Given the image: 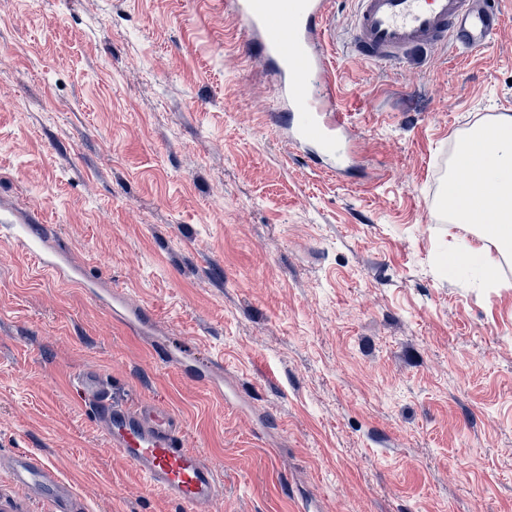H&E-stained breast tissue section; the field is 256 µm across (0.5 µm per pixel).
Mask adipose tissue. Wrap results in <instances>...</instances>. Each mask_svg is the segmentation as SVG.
Here are the masks:
<instances>
[{
	"label": "adipose tissue",
	"instance_id": "1",
	"mask_svg": "<svg viewBox=\"0 0 512 512\" xmlns=\"http://www.w3.org/2000/svg\"><path fill=\"white\" fill-rule=\"evenodd\" d=\"M458 160L471 163L472 179L449 177L443 186L456 223L473 224L478 237L512 249V116L467 136Z\"/></svg>",
	"mask_w": 512,
	"mask_h": 512
}]
</instances>
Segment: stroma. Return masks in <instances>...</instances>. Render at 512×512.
<instances>
[{"label": "stroma", "instance_id": "obj_1", "mask_svg": "<svg viewBox=\"0 0 512 512\" xmlns=\"http://www.w3.org/2000/svg\"><path fill=\"white\" fill-rule=\"evenodd\" d=\"M335 2L341 178L272 123L226 0H0V208L224 361L222 405L0 234V455L55 462L88 512H183L106 445L74 389L91 367L184 420L224 512H512V255L440 210L460 140L512 110V0L485 53L391 63L349 52ZM470 245L495 282L449 270Z\"/></svg>", "mask_w": 512, "mask_h": 512}]
</instances>
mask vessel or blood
<instances>
[{"label": "vessel or blood", "instance_id": "b4317fda", "mask_svg": "<svg viewBox=\"0 0 512 512\" xmlns=\"http://www.w3.org/2000/svg\"><path fill=\"white\" fill-rule=\"evenodd\" d=\"M351 46L366 61H393L412 50L433 44H454L461 52L486 49L500 28L498 0H356ZM244 20L246 42L270 62L277 81L280 112L274 121L287 130L295 147H311L307 165L339 158L337 174L355 159V143L336 80L326 59L316 49L333 13L334 0H231ZM320 73L322 88L311 95L309 79ZM17 249L29 255L44 272L58 280H74L75 268L53 246L49 225L19 221L0 211ZM105 306L134 334H145L150 314L129 305L125 293L113 292ZM153 346L165 365L203 377L216 401L224 399L223 365L216 359L197 363L187 352L173 350L164 340ZM76 388L109 448L123 457L147 485L181 504L185 512H218L224 499L217 470L181 439L178 415L145 402L129 406L112 397L100 372L86 369L76 377ZM0 470L8 474L14 494L0 495V512H20L21 499L46 505L48 512H85L72 486L57 469L36 455L0 456Z\"/></svg>", "mask_w": 512, "mask_h": 512}]
</instances>
